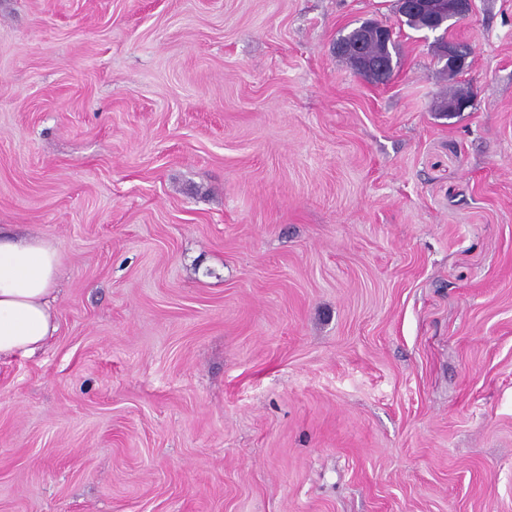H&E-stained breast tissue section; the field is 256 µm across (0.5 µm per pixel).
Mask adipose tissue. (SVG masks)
<instances>
[{"label":"adipose tissue","mask_w":512,"mask_h":512,"mask_svg":"<svg viewBox=\"0 0 512 512\" xmlns=\"http://www.w3.org/2000/svg\"><path fill=\"white\" fill-rule=\"evenodd\" d=\"M61 265L55 243L0 232V358L34 354L55 333Z\"/></svg>","instance_id":"obj_1"}]
</instances>
